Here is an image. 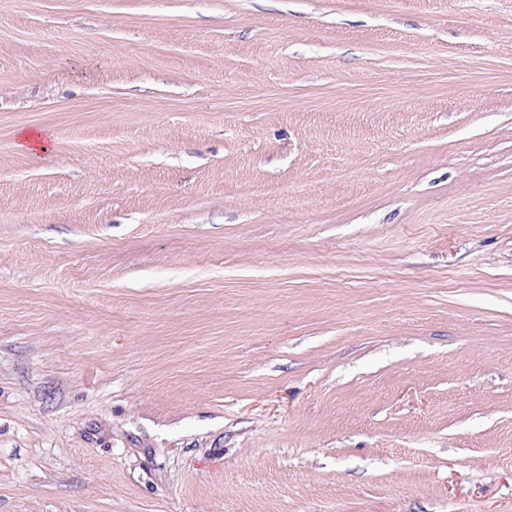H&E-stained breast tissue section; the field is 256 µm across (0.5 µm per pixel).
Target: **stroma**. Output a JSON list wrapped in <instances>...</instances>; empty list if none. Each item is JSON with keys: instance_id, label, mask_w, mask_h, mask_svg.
I'll list each match as a JSON object with an SVG mask.
<instances>
[{"instance_id": "stroma-1", "label": "stroma", "mask_w": 512, "mask_h": 512, "mask_svg": "<svg viewBox=\"0 0 512 512\" xmlns=\"http://www.w3.org/2000/svg\"><path fill=\"white\" fill-rule=\"evenodd\" d=\"M0 210V512H512V0H0Z\"/></svg>"}]
</instances>
